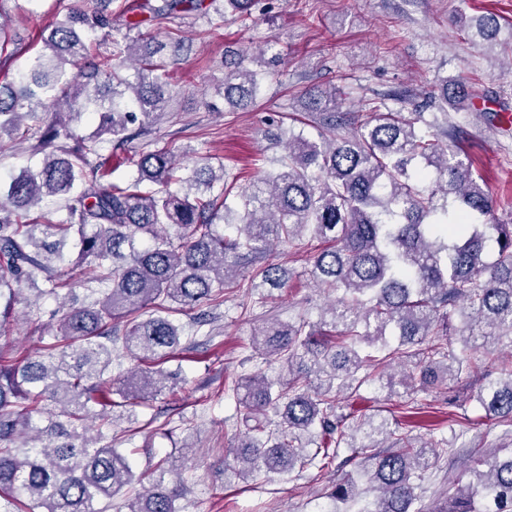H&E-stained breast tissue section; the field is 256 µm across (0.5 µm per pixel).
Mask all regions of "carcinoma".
Masks as SVG:
<instances>
[{"instance_id":"carcinoma-1","label":"carcinoma","mask_w":512,"mask_h":512,"mask_svg":"<svg viewBox=\"0 0 512 512\" xmlns=\"http://www.w3.org/2000/svg\"><path fill=\"white\" fill-rule=\"evenodd\" d=\"M255 0H224L237 20L251 18ZM205 0H140L128 33L104 51L93 34L109 25L100 13L71 12L53 25L44 49L0 83V136L15 137L23 117L64 101L74 112L99 117L82 136L56 116L39 136L48 147L41 168H24L0 185V341L10 339L19 285L44 274L47 288L30 289L25 303L50 296L57 303L51 341L34 358L0 346V509L3 512H107L99 507L142 482L127 457L112 447L116 410L143 403L183 381L155 363L181 350L182 339L210 324L184 327L172 313L206 302L217 308L224 291L246 295L280 289L286 270L269 264L243 274L275 244L303 238L322 244L309 259L308 281L334 298L320 320L270 322L251 333L252 347L288 368L272 380L263 369L234 386L255 420L225 463V478L282 474L312 466L330 470L340 448L366 453L368 481L379 496L367 512H512V220L489 221L495 202L473 177L471 164L418 133L401 112L368 103L371 122L336 111V86L309 94L307 110L321 113L314 137L289 133L277 171L265 172L240 194L242 215L229 233L227 196L214 192L224 168L183 167L164 148L133 145L165 107L169 64L139 53L130 32L161 25L182 10L210 16ZM479 48L512 45V24L480 17L471 26ZM89 60L85 82L68 67ZM110 95L97 97L98 83ZM261 92L259 73L240 59H224V101L245 109ZM440 109H468V96L448 97ZM112 144L111 155L102 154ZM138 156L137 177L105 180L120 153ZM65 200L67 222L28 218L48 197ZM75 242L88 261L86 295L60 280L57 265ZM462 356L444 349L452 318ZM125 322L115 335L112 322ZM396 345L387 344V337ZM138 362L112 372L114 352ZM501 361L475 399L485 417L505 427L501 441L474 457L473 480L436 509L417 493L445 441H424L387 419L340 412L341 396L373 385L415 408L412 380L454 382L480 360ZM277 418L274 426L264 423ZM149 486L124 499V512H180L187 487L174 465L159 461ZM357 481L346 475L329 497L345 503Z\"/></svg>"}]
</instances>
